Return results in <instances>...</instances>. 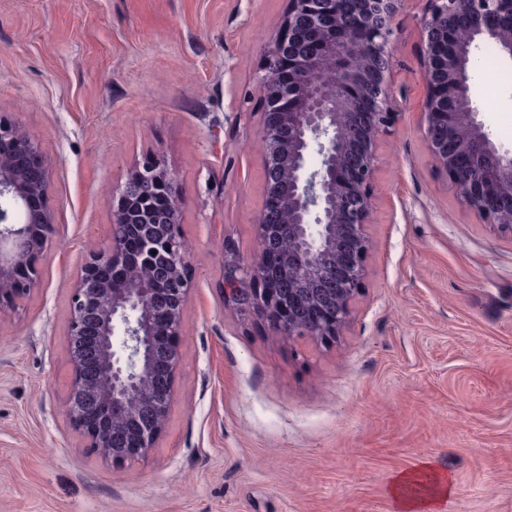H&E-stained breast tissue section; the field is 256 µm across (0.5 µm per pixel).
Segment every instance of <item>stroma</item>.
<instances>
[{
	"label": "stroma",
	"instance_id": "stroma-1",
	"mask_svg": "<svg viewBox=\"0 0 512 512\" xmlns=\"http://www.w3.org/2000/svg\"><path fill=\"white\" fill-rule=\"evenodd\" d=\"M422 0L397 19L404 114L379 144L364 290L336 346L226 307L224 243L250 260L265 199L256 74L288 0H0V115L51 161L40 286L0 317V512H393L429 462L435 512H512V236L434 168L419 124ZM512 148V63L472 72ZM162 156L194 287L150 455L101 458L64 414L77 270L112 234V190ZM453 493L451 478L426 464L413 472L400 474L390 487L398 512L434 511L436 502L449 498Z\"/></svg>",
	"mask_w": 512,
	"mask_h": 512
}]
</instances>
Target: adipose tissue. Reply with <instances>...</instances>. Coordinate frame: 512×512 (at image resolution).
<instances>
[{
  "mask_svg": "<svg viewBox=\"0 0 512 512\" xmlns=\"http://www.w3.org/2000/svg\"><path fill=\"white\" fill-rule=\"evenodd\" d=\"M453 493L451 478L427 465L400 474L390 487L397 512H432L436 502Z\"/></svg>",
  "mask_w": 512,
  "mask_h": 512,
  "instance_id": "adipose-tissue-1",
  "label": "adipose tissue"
}]
</instances>
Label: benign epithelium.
I'll return each instance as SVG.
<instances>
[{
	"instance_id": "obj_1",
	"label": "benign epithelium",
	"mask_w": 512,
	"mask_h": 512,
	"mask_svg": "<svg viewBox=\"0 0 512 512\" xmlns=\"http://www.w3.org/2000/svg\"><path fill=\"white\" fill-rule=\"evenodd\" d=\"M420 65L427 150L482 222L512 234V149L478 119L473 49L490 39L512 61V0H425ZM403 0H288L256 81L265 203L253 258L224 241V303L274 335L334 343L362 292L376 145L403 116L389 82ZM51 167L0 117V314L38 286L35 258L54 232ZM124 228L91 252L71 298L65 410L104 459H145L165 428L191 289L181 195L161 159L115 191Z\"/></svg>"
}]
</instances>
